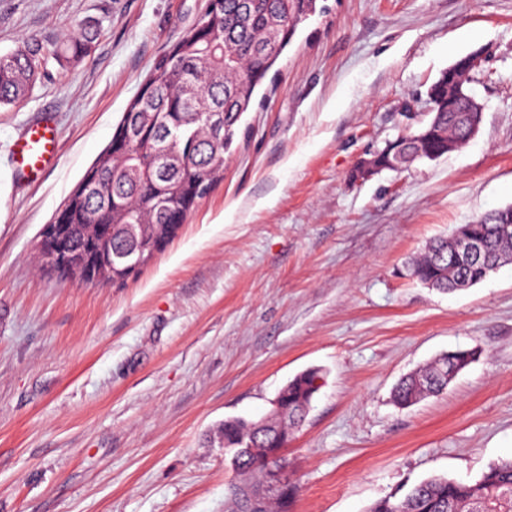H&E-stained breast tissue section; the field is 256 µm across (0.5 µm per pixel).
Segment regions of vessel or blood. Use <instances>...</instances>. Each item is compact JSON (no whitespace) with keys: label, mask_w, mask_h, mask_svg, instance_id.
I'll list each match as a JSON object with an SVG mask.
<instances>
[{"label":"vessel or blood","mask_w":512,"mask_h":512,"mask_svg":"<svg viewBox=\"0 0 512 512\" xmlns=\"http://www.w3.org/2000/svg\"><path fill=\"white\" fill-rule=\"evenodd\" d=\"M59 135L51 116L23 128L10 149V168L16 180L33 179L51 167L58 157Z\"/></svg>","instance_id":"b4317fda"}]
</instances>
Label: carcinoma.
I'll return each mask as SVG.
<instances>
[{"instance_id":"1","label":"carcinoma","mask_w":512,"mask_h":512,"mask_svg":"<svg viewBox=\"0 0 512 512\" xmlns=\"http://www.w3.org/2000/svg\"><path fill=\"white\" fill-rule=\"evenodd\" d=\"M317 11V0H220L207 5L196 24L154 64L149 78L152 95H135L122 116L129 132L128 143L114 146L98 160V192L88 194L74 207L65 201L71 224H134L135 234L112 236V250H140L160 235L165 225L181 224L200 199L221 179L224 153L233 142L242 114L248 111L256 88L267 76L298 26ZM91 37L79 26L50 44L25 45L0 55V105L25 97L49 61L59 65L82 58ZM428 97L440 105L441 122L427 130L416 149L442 157L448 143L463 139V128L448 118V80L440 76ZM220 112L224 129L213 137L206 113ZM185 130L182 142L172 146L179 154L156 165L153 153L165 126ZM133 152L150 166V181L133 178L127 155ZM489 261L512 259V238L488 239ZM411 269L425 281L437 283L444 293L456 291L460 272L450 267L448 238L429 243ZM475 358L471 350H450L419 372L403 378L393 398L408 406L424 396L438 394L448 386L451 365L466 368ZM318 375L306 370L289 380L280 396L288 410V423L297 429L304 406L311 402V386ZM224 448L232 450L242 441L258 448L239 469L252 483L268 478L284 467L283 460L270 459L264 449L284 434L276 430L252 431L239 419L224 420ZM230 512H247L248 500L239 483L229 485ZM368 512H512V459L492 463L472 483L434 477L414 486L402 498L385 497Z\"/></svg>"}]
</instances>
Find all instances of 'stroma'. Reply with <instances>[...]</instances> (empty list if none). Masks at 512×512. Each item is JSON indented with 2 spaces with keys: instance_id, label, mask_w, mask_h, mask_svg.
Segmentation results:
<instances>
[{
  "instance_id": "35a3bbf8",
  "label": "stroma",
  "mask_w": 512,
  "mask_h": 512,
  "mask_svg": "<svg viewBox=\"0 0 512 512\" xmlns=\"http://www.w3.org/2000/svg\"><path fill=\"white\" fill-rule=\"evenodd\" d=\"M207 3L0 0V55L96 32L0 107V512H224L225 419H259L308 368L324 384L283 452L293 512H367L512 458V262L448 294L405 273L430 239L512 204V0H319L243 115L223 181L135 278L39 265L41 229ZM467 55L477 136L359 177L422 126L430 85ZM44 112L59 158L17 185L9 146ZM455 348L476 359L444 393L393 403L403 376Z\"/></svg>"
}]
</instances>
